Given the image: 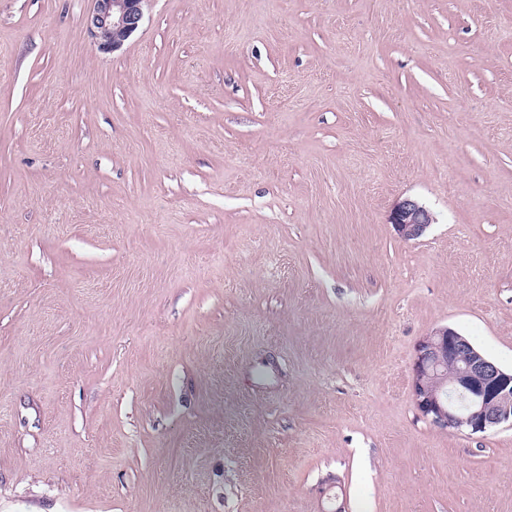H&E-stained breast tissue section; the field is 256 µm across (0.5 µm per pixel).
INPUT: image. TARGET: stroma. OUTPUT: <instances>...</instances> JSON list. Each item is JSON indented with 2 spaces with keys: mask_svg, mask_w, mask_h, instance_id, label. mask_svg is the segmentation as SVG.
<instances>
[{
  "mask_svg": "<svg viewBox=\"0 0 512 512\" xmlns=\"http://www.w3.org/2000/svg\"><path fill=\"white\" fill-rule=\"evenodd\" d=\"M90 7L0 0V512H512L411 390L512 370V0ZM87 28L97 49L114 53L139 29L152 0H91ZM390 220L397 234L402 239L410 241L425 233L430 224H433L434 216L418 201L405 198L396 205Z\"/></svg>",
  "mask_w": 512,
  "mask_h": 512,
  "instance_id": "1",
  "label": "stroma"
}]
</instances>
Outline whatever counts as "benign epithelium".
Returning <instances> with one entry per match:
<instances>
[{"mask_svg": "<svg viewBox=\"0 0 512 512\" xmlns=\"http://www.w3.org/2000/svg\"><path fill=\"white\" fill-rule=\"evenodd\" d=\"M87 28L97 49L114 53L139 29L153 0H91ZM434 222L429 209L405 198L391 214L397 234L410 241L421 237ZM459 363L453 379L448 365ZM412 393L423 417L441 429L484 432L512 423V372L477 351L451 327H442L418 344L412 365Z\"/></svg>", "mask_w": 512, "mask_h": 512, "instance_id": "7a95c632", "label": "benign epithelium"}]
</instances>
